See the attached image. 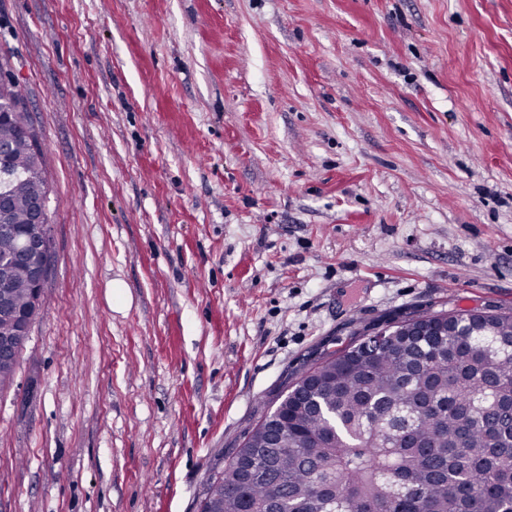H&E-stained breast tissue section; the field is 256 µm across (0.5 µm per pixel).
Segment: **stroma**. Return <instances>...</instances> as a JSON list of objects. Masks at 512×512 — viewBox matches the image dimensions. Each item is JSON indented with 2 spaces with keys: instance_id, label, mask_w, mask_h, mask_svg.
<instances>
[{
  "instance_id": "35a3bbf8",
  "label": "stroma",
  "mask_w": 512,
  "mask_h": 512,
  "mask_svg": "<svg viewBox=\"0 0 512 512\" xmlns=\"http://www.w3.org/2000/svg\"><path fill=\"white\" fill-rule=\"evenodd\" d=\"M55 262L0 512H199L289 383L512 310V0H0ZM452 312V313H450ZM448 321L456 322L459 324L465 323V318L458 314V312L449 311L445 312H436V313H415L409 316H405L401 319L393 320L390 325L396 324V327L401 328L402 330L409 331L411 328V322L416 320H424L428 325L439 324L440 319L447 317ZM389 325V326H390Z\"/></svg>"
}]
</instances>
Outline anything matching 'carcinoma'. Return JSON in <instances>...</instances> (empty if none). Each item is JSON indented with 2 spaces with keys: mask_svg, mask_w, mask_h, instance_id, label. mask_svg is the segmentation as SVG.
<instances>
[{
  "mask_svg": "<svg viewBox=\"0 0 512 512\" xmlns=\"http://www.w3.org/2000/svg\"><path fill=\"white\" fill-rule=\"evenodd\" d=\"M23 88L0 81V108ZM28 111L0 116V141L23 172L8 221L22 231L47 185L35 156ZM17 308L28 305L23 276L0 278ZM445 312L394 321L440 323ZM367 332L315 363L311 393L301 403L287 386L261 423L283 422L288 434L267 448L261 427L248 437L252 473L238 458L209 477L200 512H512V420L500 414L489 386L512 387V311L456 336L440 331L419 341L394 337L371 358L361 354Z\"/></svg>",
  "mask_w": 512,
  "mask_h": 512,
  "instance_id": "obj_1",
  "label": "carcinoma"
}]
</instances>
